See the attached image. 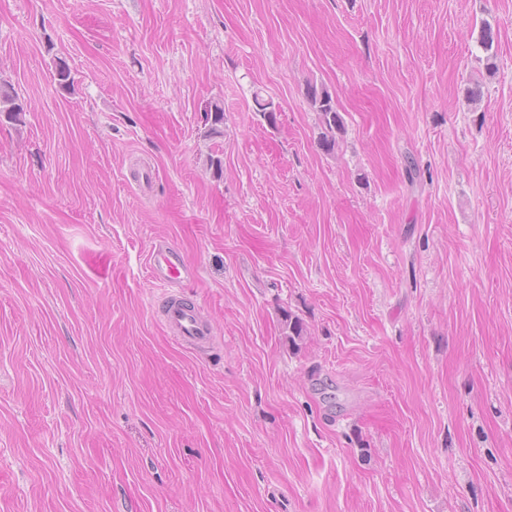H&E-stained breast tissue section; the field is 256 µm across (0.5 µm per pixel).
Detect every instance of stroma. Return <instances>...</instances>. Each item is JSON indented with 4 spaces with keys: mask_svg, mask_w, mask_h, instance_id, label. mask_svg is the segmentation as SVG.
<instances>
[{
    "mask_svg": "<svg viewBox=\"0 0 512 512\" xmlns=\"http://www.w3.org/2000/svg\"><path fill=\"white\" fill-rule=\"evenodd\" d=\"M0 83V512H512V0H0ZM306 95L319 117L317 143L324 153L332 155L338 146L337 135L344 129L343 117L327 89L311 84L307 87ZM151 278L162 288V324L167 333L182 346L203 350L215 340L211 324L201 309L187 300L179 287L195 276V269L182 251L171 244H156L149 256Z\"/></svg>",
    "mask_w": 512,
    "mask_h": 512,
    "instance_id": "35a3bbf8",
    "label": "stroma"
}]
</instances>
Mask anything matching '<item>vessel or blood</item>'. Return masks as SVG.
Segmentation results:
<instances>
[{
  "label": "vessel or blood",
  "mask_w": 512,
  "mask_h": 512,
  "mask_svg": "<svg viewBox=\"0 0 512 512\" xmlns=\"http://www.w3.org/2000/svg\"><path fill=\"white\" fill-rule=\"evenodd\" d=\"M151 278L162 289V324L167 333L182 346L198 351L208 348L215 340L211 324L201 310L187 300L181 284L195 275L182 251L170 244L155 245L149 256Z\"/></svg>",
  "instance_id": "1"
}]
</instances>
